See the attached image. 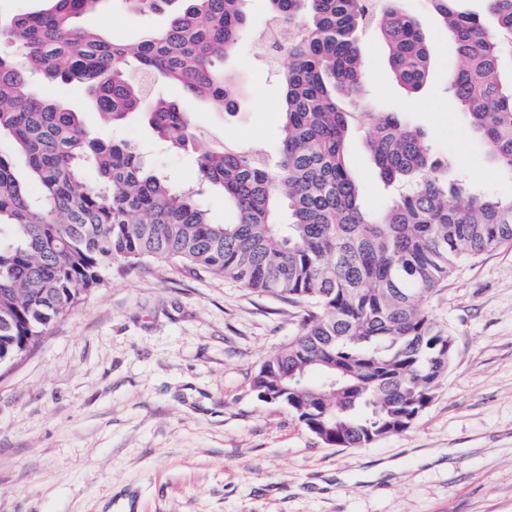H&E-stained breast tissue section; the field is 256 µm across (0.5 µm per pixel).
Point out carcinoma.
Here are the masks:
<instances>
[{"mask_svg":"<svg viewBox=\"0 0 512 512\" xmlns=\"http://www.w3.org/2000/svg\"><path fill=\"white\" fill-rule=\"evenodd\" d=\"M99 0H51L0 21V132L24 157L30 181L0 153V356L14 362L45 330L99 288L144 261L179 263L241 287L305 304L296 336L253 378L263 401L288 409L326 445L359 448L409 430L448 372L452 335L425 308L468 259L512 246V197L448 182V156L397 112L372 113L365 147L395 190L365 208L348 162L356 112L341 98L366 79L361 39L376 30L389 69L410 95L430 79L432 54L398 0H268L280 30L281 150L203 149L184 102L229 110L226 75L248 25V0H124L168 22L135 46L81 28ZM453 46L447 91L512 173V0L486 14L431 0ZM84 85L116 125L142 115L176 150L197 154L198 185L153 172L131 145L92 135L79 113L35 92L32 78ZM176 85L181 100L156 98ZM224 194L235 213L215 224L202 195ZM120 266H115V263Z\"/></svg>","mask_w":512,"mask_h":512,"instance_id":"cac0c4a2","label":"carcinoma"}]
</instances>
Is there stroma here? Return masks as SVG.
I'll list each match as a JSON object with an SVG mask.
<instances>
[{"mask_svg": "<svg viewBox=\"0 0 512 512\" xmlns=\"http://www.w3.org/2000/svg\"><path fill=\"white\" fill-rule=\"evenodd\" d=\"M433 52L432 77L411 96L376 32L359 125L349 144L362 201L387 192L365 151L371 115L400 111L452 158L448 176L512 196L465 114L445 92L452 47L429 0H400ZM254 34L232 73L238 108L192 105L212 148L280 147L287 56L269 60L257 34L267 0H249ZM163 15L135 17L104 0L79 22L137 44ZM80 112L95 135L134 146L159 173L194 183L192 156L167 148L142 119L103 124L82 87L38 84ZM451 332L448 376L408 431L362 448L323 444L252 380L295 336L300 306L148 263L112 275L19 360L0 365V512H512V247L463 265L428 303Z\"/></svg>", "mask_w": 512, "mask_h": 512, "instance_id": "35a3bbf8", "label": "stroma"}]
</instances>
